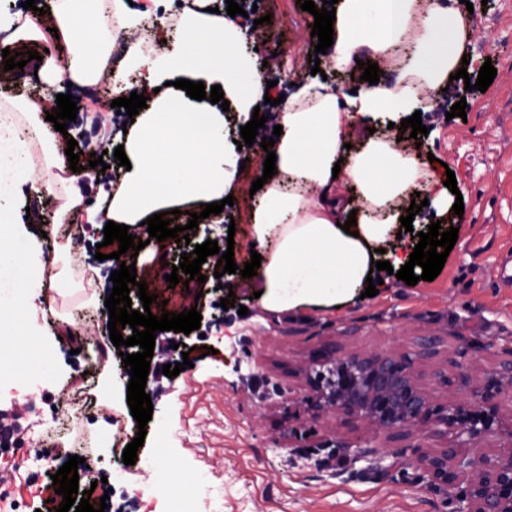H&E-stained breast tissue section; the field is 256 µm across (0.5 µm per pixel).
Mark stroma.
Returning <instances> with one entry per match:
<instances>
[{
	"mask_svg": "<svg viewBox=\"0 0 512 512\" xmlns=\"http://www.w3.org/2000/svg\"><path fill=\"white\" fill-rule=\"evenodd\" d=\"M249 19L269 16L260 25L262 40L254 55L264 75L291 96L315 90L321 81H343L358 91L362 80L313 73L308 61L317 38L314 17L296 0H255ZM465 20L473 32L467 46L468 71L478 75L492 62L497 75L486 91L460 93L457 86L438 92L436 105L421 114L429 133L406 138L409 147L432 153L438 176L454 171L463 196L464 213L455 215L444 200L429 198L413 227L434 221L452 225L458 239L440 274L431 281L406 285L396 276L373 297L351 300L342 310L300 308L279 314L264 312L251 300V281L229 275L237 304L225 309L224 292L215 277L163 290L159 284L177 259L144 229L145 240L135 261L138 281L158 285L150 311L179 313L191 308L202 315L199 331L157 333L145 391L153 403L143 447L163 449L161 463L144 455L116 470L136 496L135 512H179L191 499L197 512L205 503L199 489L221 490L217 512H452L457 488L435 485L410 463L411 449L395 440L378 447L369 426L350 424L320 413L311 405L309 388L298 368L302 360L334 347L344 352L372 351L411 359L424 387L440 400L463 399L486 372L512 357V0H471ZM79 107L67 131L77 139L80 165L91 153L113 163L115 137L123 127L117 109L104 101L98 83L72 92ZM466 101L465 117H450L458 101ZM240 190L228 212L234 227L200 220L192 244L217 241L233 245L237 265L251 259L250 189L265 159L262 150L242 148ZM15 233L24 237L33 264L58 262L57 252H43L41 230L55 220L58 197L15 193ZM90 291L70 290L65 320H33L27 329L51 351L47 363L55 380L52 395L73 380L79 361L66 323L76 311L94 310ZM247 315H239V306ZM438 337L434 355L417 354V339ZM190 347L191 368L167 377L163 365L181 361ZM210 355H203V347ZM50 399L42 403L50 410ZM371 451L359 459L357 440Z\"/></svg>",
	"mask_w": 512,
	"mask_h": 512,
	"instance_id": "1",
	"label": "stroma"
}]
</instances>
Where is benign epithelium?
<instances>
[{
	"instance_id": "benign-epithelium-1",
	"label": "benign epithelium",
	"mask_w": 512,
	"mask_h": 512,
	"mask_svg": "<svg viewBox=\"0 0 512 512\" xmlns=\"http://www.w3.org/2000/svg\"><path fill=\"white\" fill-rule=\"evenodd\" d=\"M304 374L317 410L364 422L384 442L415 437L412 462L432 482L460 486L454 512H512V414L504 412L512 358L486 372L467 401H439L393 354L327 351ZM478 440L494 451L470 454Z\"/></svg>"
}]
</instances>
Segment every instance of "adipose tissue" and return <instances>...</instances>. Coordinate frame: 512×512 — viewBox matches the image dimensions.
Masks as SVG:
<instances>
[{"label": "adipose tissue", "mask_w": 512, "mask_h": 512, "mask_svg": "<svg viewBox=\"0 0 512 512\" xmlns=\"http://www.w3.org/2000/svg\"><path fill=\"white\" fill-rule=\"evenodd\" d=\"M53 26L66 48L65 59L43 56L39 75L54 86L69 80L93 82L108 67L117 79L140 72L141 92L149 106L127 124L121 137L131 163L112 197L95 207L67 193L57 224L73 214L91 224L133 226L175 207L221 201L237 188L236 145L226 134L227 114L249 121L267 90V80L243 54L242 23L205 10L186 13L174 27L173 47L157 57L130 49L124 63L111 62L113 22L134 26L150 21L151 8L128 11L124 0H53ZM330 62L353 71L360 58L378 63L394 59L402 42L413 45L396 84L364 85L357 100L341 98L330 84L313 94L284 100L282 127L273 150L277 172L264 183L250 217L251 240L262 253L253 278L257 306L280 313L313 307L332 310L365 290L373 262L404 265L393 246L400 205L415 193L437 192V175L421 166L395 138L370 136L357 150L348 142L365 115L407 112L415 86H446L462 64L471 32L463 15L446 0H338ZM177 79L221 86L228 107L198 101L174 87ZM45 98H29L0 117V341L20 340L32 364L45 348L23 338L31 273L21 255L27 243L10 233L15 222L12 196L37 176L61 182L65 155L36 160V148L55 144L57 133L44 118ZM355 216V234L342 230Z\"/></svg>", "instance_id": "ef3b65f1"}]
</instances>
